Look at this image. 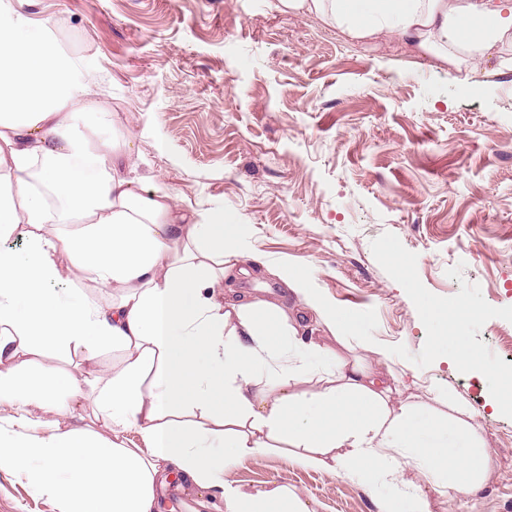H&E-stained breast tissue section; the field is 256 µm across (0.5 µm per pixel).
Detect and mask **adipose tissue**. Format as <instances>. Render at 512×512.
I'll use <instances>...</instances> for the list:
<instances>
[{
	"label": "adipose tissue",
	"mask_w": 512,
	"mask_h": 512,
	"mask_svg": "<svg viewBox=\"0 0 512 512\" xmlns=\"http://www.w3.org/2000/svg\"><path fill=\"white\" fill-rule=\"evenodd\" d=\"M22 4L0 0V406L19 411L0 424V471L27 474L32 492L59 497L64 512H157L160 479L172 468L220 494L227 512H310L286 486L247 491L226 479L212 449L219 436L241 457L283 442L300 465L391 485L397 497L381 512H436L438 493L457 484L477 493L486 448L449 444L427 414L391 407L393 388L378 370L299 341L281 295L262 279L265 261L241 266L223 211L186 210L121 174L131 136L116 131L94 144L75 129L89 88L70 80V54ZM279 5L355 41L400 37L453 66L512 47V0ZM48 224L58 232L46 234ZM15 236L24 252L6 247ZM77 270L120 296L103 305L70 287ZM235 271L255 287L228 301L224 280ZM276 277L335 331L336 313L302 275L282 268ZM109 347L125 356L108 379L69 371L47 390L22 378L37 351L90 360ZM311 358L335 361L314 391L301 387ZM90 394L111 437L60 427L27 435L26 407L67 415ZM132 429L141 442L130 447L123 435ZM408 463L428 475L427 486L405 479Z\"/></svg>",
	"instance_id": "obj_1"
}]
</instances>
